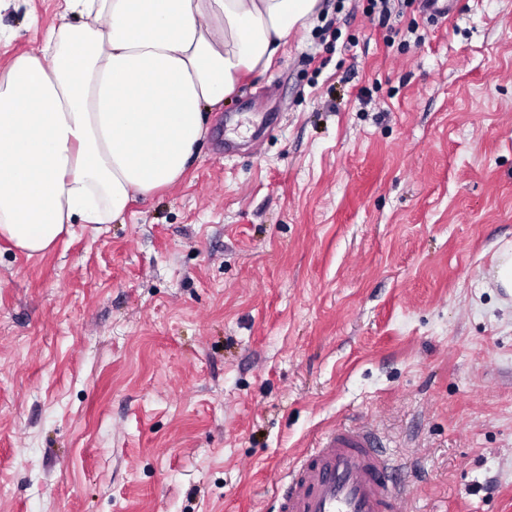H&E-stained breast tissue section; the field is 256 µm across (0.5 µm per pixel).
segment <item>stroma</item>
I'll return each mask as SVG.
<instances>
[{"instance_id":"35a3bbf8","label":"stroma","mask_w":512,"mask_h":512,"mask_svg":"<svg viewBox=\"0 0 512 512\" xmlns=\"http://www.w3.org/2000/svg\"><path fill=\"white\" fill-rule=\"evenodd\" d=\"M451 3L320 0L179 182L0 238V512H276L344 423L409 512H512V0ZM60 7L0 0V69ZM493 275L496 283L512 294V248L504 247L498 251Z\"/></svg>"}]
</instances>
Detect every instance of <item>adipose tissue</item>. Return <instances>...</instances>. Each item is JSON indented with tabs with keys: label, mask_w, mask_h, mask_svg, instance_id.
Segmentation results:
<instances>
[{
	"label": "adipose tissue",
	"mask_w": 512,
	"mask_h": 512,
	"mask_svg": "<svg viewBox=\"0 0 512 512\" xmlns=\"http://www.w3.org/2000/svg\"><path fill=\"white\" fill-rule=\"evenodd\" d=\"M318 5L64 0L39 51L0 70V237L41 255L72 225L112 223L177 183L207 112Z\"/></svg>",
	"instance_id": "adipose-tissue-1"
}]
</instances>
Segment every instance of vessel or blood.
I'll list each match as a JSON object with an SVG mask.
<instances>
[{
  "instance_id": "vessel-or-blood-1",
  "label": "vessel or blood",
  "mask_w": 512,
  "mask_h": 512,
  "mask_svg": "<svg viewBox=\"0 0 512 512\" xmlns=\"http://www.w3.org/2000/svg\"><path fill=\"white\" fill-rule=\"evenodd\" d=\"M396 470L373 427L334 426L290 467L278 512H401Z\"/></svg>"
}]
</instances>
